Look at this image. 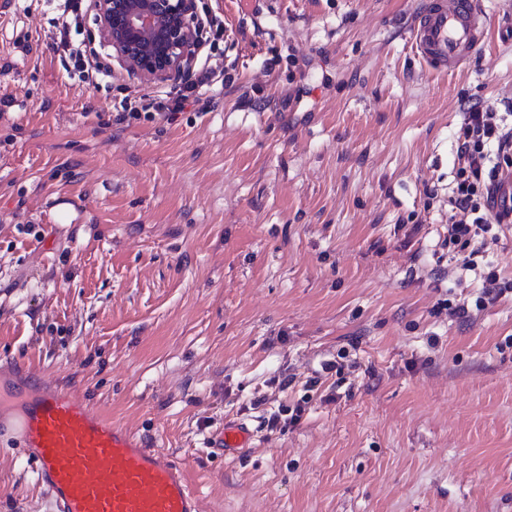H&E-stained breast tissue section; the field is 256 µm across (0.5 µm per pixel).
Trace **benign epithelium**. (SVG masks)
Masks as SVG:
<instances>
[{"label": "benign epithelium", "mask_w": 512, "mask_h": 512, "mask_svg": "<svg viewBox=\"0 0 512 512\" xmlns=\"http://www.w3.org/2000/svg\"><path fill=\"white\" fill-rule=\"evenodd\" d=\"M102 42L147 82L179 76L197 47L195 0H93Z\"/></svg>", "instance_id": "7a95c632"}]
</instances>
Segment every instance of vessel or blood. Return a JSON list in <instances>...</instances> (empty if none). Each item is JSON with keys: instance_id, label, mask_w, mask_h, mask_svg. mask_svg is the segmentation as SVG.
I'll list each match as a JSON object with an SVG mask.
<instances>
[{"instance_id": "obj_1", "label": "vessel or blood", "mask_w": 512, "mask_h": 512, "mask_svg": "<svg viewBox=\"0 0 512 512\" xmlns=\"http://www.w3.org/2000/svg\"><path fill=\"white\" fill-rule=\"evenodd\" d=\"M486 36L482 0H422L410 23L416 54L443 72L462 68ZM18 387L24 406L17 414L0 412V432L15 434L33 454L37 481L56 512H201L187 462L150 448L35 369H26ZM251 440L237 423L225 426L214 445L230 455Z\"/></svg>"}]
</instances>
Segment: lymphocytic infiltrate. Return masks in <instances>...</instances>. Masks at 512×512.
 <instances>
[{
	"mask_svg": "<svg viewBox=\"0 0 512 512\" xmlns=\"http://www.w3.org/2000/svg\"><path fill=\"white\" fill-rule=\"evenodd\" d=\"M47 5L55 14L50 46L61 58L68 77L89 84L108 78V70L92 59L86 43L74 39L80 27L82 0H47ZM196 71V78L184 81L175 91L128 93L114 105L117 120H170L196 104L202 93L223 91V71L218 62L202 57ZM462 116L455 186L448 198L458 217L448 224V241L469 247L478 255L488 245L491 225L512 223V205H506L502 193L504 173L512 168V127H506L502 113L475 105L464 108Z\"/></svg>",
	"mask_w": 512,
	"mask_h": 512,
	"instance_id": "lymphocytic-infiltrate-1",
	"label": "lymphocytic infiltrate"
}]
</instances>
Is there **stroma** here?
<instances>
[{
	"mask_svg": "<svg viewBox=\"0 0 512 512\" xmlns=\"http://www.w3.org/2000/svg\"><path fill=\"white\" fill-rule=\"evenodd\" d=\"M29 2L0 12V363L188 459L203 512H512V224L473 262L443 244L461 105L512 102V0L448 73L413 50L420 0H197L229 84L130 124L147 84L94 10L89 86ZM491 270L510 289L475 310ZM0 512H55L9 433ZM252 432L242 423L225 425L224 432L215 440V448L224 447V455L235 454L240 448H251Z\"/></svg>",
	"mask_w": 512,
	"mask_h": 512,
	"instance_id": "stroma-1",
	"label": "stroma"
}]
</instances>
